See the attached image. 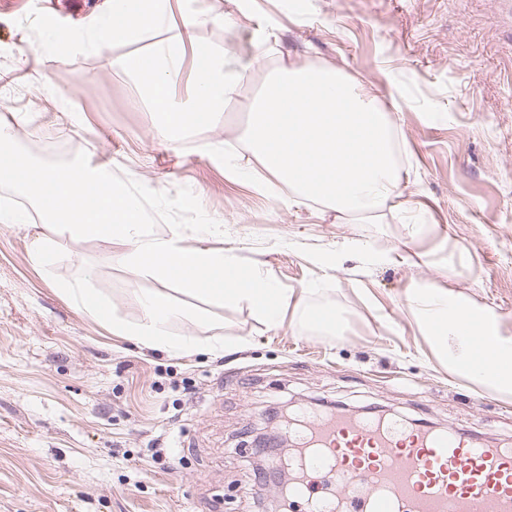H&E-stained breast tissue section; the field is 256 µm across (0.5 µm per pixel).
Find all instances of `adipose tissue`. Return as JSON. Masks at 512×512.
Here are the masks:
<instances>
[{
  "label": "adipose tissue",
  "mask_w": 512,
  "mask_h": 512,
  "mask_svg": "<svg viewBox=\"0 0 512 512\" xmlns=\"http://www.w3.org/2000/svg\"><path fill=\"white\" fill-rule=\"evenodd\" d=\"M169 0H111L92 33L55 31L51 45L62 53L100 54L155 32L150 52L128 54L117 64L132 77L133 107L148 113L159 141L172 143L200 126H215L240 95L244 73L223 50L193 42L192 31L207 15L183 16L172 26ZM192 57L190 88L176 83L184 55ZM244 151L236 169L251 160L288 186L291 200L318 201L339 219H378L402 199L399 144L390 113L376 97L338 67L310 61L276 63L250 104L240 132ZM407 306L432 352L449 374L503 398L512 397V337L501 335L488 307L444 288H409ZM466 311L473 322L457 320Z\"/></svg>",
  "instance_id": "ef3b65f1"
}]
</instances>
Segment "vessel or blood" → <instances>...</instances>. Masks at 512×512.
<instances>
[{"label":"vessel or blood","mask_w":512,"mask_h":512,"mask_svg":"<svg viewBox=\"0 0 512 512\" xmlns=\"http://www.w3.org/2000/svg\"><path fill=\"white\" fill-rule=\"evenodd\" d=\"M308 512H512V448L337 413L290 433Z\"/></svg>","instance_id":"1"}]
</instances>
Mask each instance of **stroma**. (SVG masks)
I'll return each instance as SVG.
<instances>
[{
  "label": "stroma",
  "instance_id": "stroma-1",
  "mask_svg": "<svg viewBox=\"0 0 512 512\" xmlns=\"http://www.w3.org/2000/svg\"><path fill=\"white\" fill-rule=\"evenodd\" d=\"M50 3L0 0V99L32 114L24 147L42 158L69 140L152 190L191 188L226 234L187 232L186 246L253 261L289 298L304 291L309 305L334 308L342 333L301 326L292 306L277 329L247 306H217L220 325L173 330L234 338L237 350L143 348L76 308L54 279L89 270L129 322L141 316L137 293L157 281L113 262L115 245L99 239L61 238L65 256L45 271L29 246L38 220L0 224V512H303L242 481L264 460L249 428L289 401L382 405L406 423L512 444V398L450 376L405 306L412 284L429 282L492 308L512 336V0H185L210 17L196 42L249 74L220 126L174 147L131 107L132 80L115 63L147 41L52 52L50 30L92 27L106 0ZM281 58L338 66L394 105L411 209L340 224L321 203L292 204L261 164L227 172L266 76L252 62ZM36 73L47 92L33 90ZM58 89L70 91L68 107ZM329 253L337 266L319 263ZM375 253L395 261L375 264ZM168 448L166 470L155 455Z\"/></svg>",
  "mask_w": 512,
  "mask_h": 512
}]
</instances>
